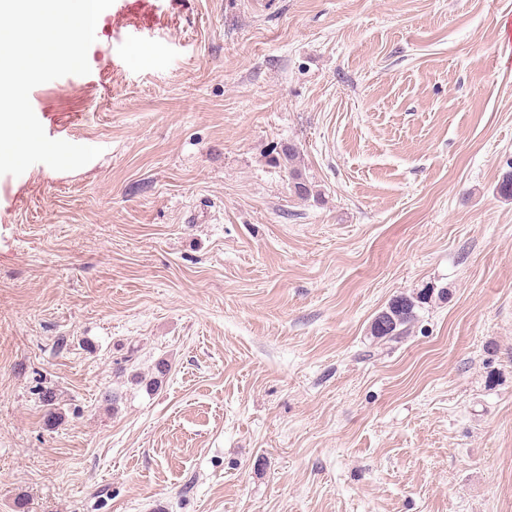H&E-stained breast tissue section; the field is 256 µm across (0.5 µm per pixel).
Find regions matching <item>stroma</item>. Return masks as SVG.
I'll list each match as a JSON object with an SVG mask.
<instances>
[{
  "label": "stroma",
  "instance_id": "stroma-1",
  "mask_svg": "<svg viewBox=\"0 0 512 512\" xmlns=\"http://www.w3.org/2000/svg\"><path fill=\"white\" fill-rule=\"evenodd\" d=\"M88 62L30 102L101 155L0 175V512H512V0H114ZM284 160L288 165V174L294 183V189L299 197H305L309 194V187L307 186L302 171L296 167L295 160L299 156L298 149L293 145H288L282 150ZM435 291L433 286H427L416 293L394 296L375 316L370 326V335L386 342H398L402 336H407L410 327L418 318L417 308L429 303Z\"/></svg>",
  "mask_w": 512,
  "mask_h": 512
}]
</instances>
